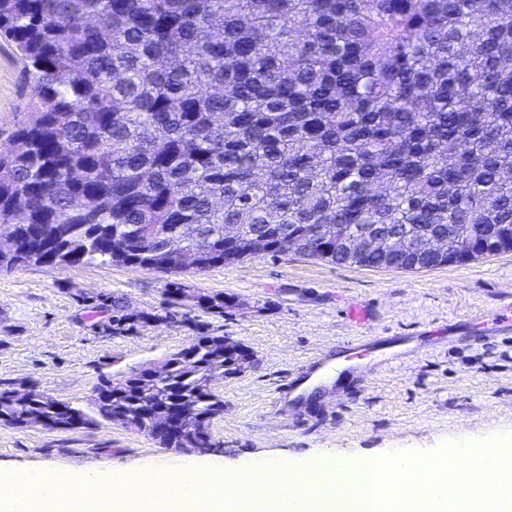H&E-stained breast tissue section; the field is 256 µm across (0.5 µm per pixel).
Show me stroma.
Returning <instances> with one entry per match:
<instances>
[{
  "instance_id": "stroma-1",
  "label": "stroma",
  "mask_w": 512,
  "mask_h": 512,
  "mask_svg": "<svg viewBox=\"0 0 512 512\" xmlns=\"http://www.w3.org/2000/svg\"><path fill=\"white\" fill-rule=\"evenodd\" d=\"M30 98L14 50L0 42V147L12 145ZM216 294L223 313L198 305V296ZM510 302L512 253L422 270L294 254L178 274L19 264L0 271V389L34 390L87 411L99 378L160 364L201 336L226 337L252 361L212 384L224 411L210 424L211 448H167L142 428L102 419L65 430L0 423V468L197 471L320 453L432 454L512 435V334H481ZM353 305L365 307L364 327L350 324ZM373 336L401 338L397 363L321 387L291 416L275 413L276 390L298 366Z\"/></svg>"
}]
</instances>
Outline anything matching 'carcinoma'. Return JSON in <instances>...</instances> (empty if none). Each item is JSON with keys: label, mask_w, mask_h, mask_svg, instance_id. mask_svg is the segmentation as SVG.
Returning <instances> with one entry per match:
<instances>
[{"label": "carcinoma", "mask_w": 512, "mask_h": 512, "mask_svg": "<svg viewBox=\"0 0 512 512\" xmlns=\"http://www.w3.org/2000/svg\"><path fill=\"white\" fill-rule=\"evenodd\" d=\"M0 39L32 90L23 148H0V265L110 263L115 242L117 263L172 273L174 237L202 272L249 236L345 265L373 226L364 266L425 269L384 255L461 224L489 256L512 225V0H0ZM168 363L100 379L97 415L210 420L213 378L243 366L222 336ZM44 418L90 423L0 391V422Z\"/></svg>", "instance_id": "1"}]
</instances>
